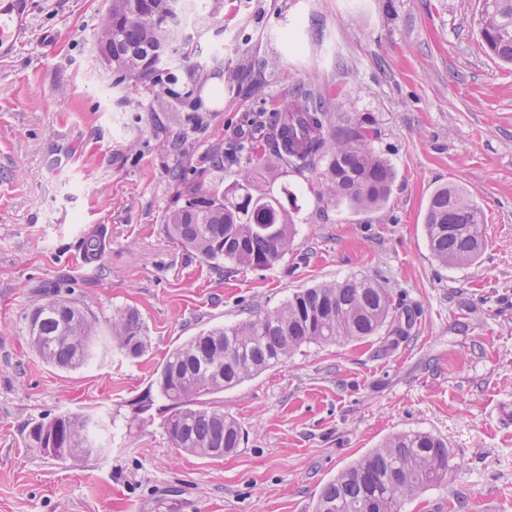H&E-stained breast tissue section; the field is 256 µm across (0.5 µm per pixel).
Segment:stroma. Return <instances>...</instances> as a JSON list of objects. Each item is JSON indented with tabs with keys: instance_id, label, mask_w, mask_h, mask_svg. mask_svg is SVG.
Instances as JSON below:
<instances>
[{
	"instance_id": "obj_1",
	"label": "stroma",
	"mask_w": 512,
	"mask_h": 512,
	"mask_svg": "<svg viewBox=\"0 0 512 512\" xmlns=\"http://www.w3.org/2000/svg\"><path fill=\"white\" fill-rule=\"evenodd\" d=\"M108 7L28 0L24 44L0 59V512H313L328 481L412 430L444 440L459 467L402 512H512V66L482 44V0H224L193 35L207 79L179 70L182 98L163 112L100 62ZM299 87L340 121L374 117L396 172L383 208L334 205L319 171L262 150ZM248 168L252 194L277 197L298 234L273 266L229 276L171 238L164 216L187 186L209 195ZM445 184L485 213L487 248L470 266H441L427 243L425 207ZM91 234L103 249L86 266ZM351 275L382 282L412 329L395 313L377 336L302 346L219 394L241 448L180 452L156 412L129 425L190 336ZM55 286L103 323L136 309L144 355L45 363L25 317ZM69 413L113 421L97 433L105 453L57 458L31 443L36 424Z\"/></svg>"
}]
</instances>
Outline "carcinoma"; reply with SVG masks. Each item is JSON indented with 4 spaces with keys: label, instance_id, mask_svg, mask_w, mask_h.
<instances>
[{
    "label": "carcinoma",
    "instance_id": "cac0c4a2",
    "mask_svg": "<svg viewBox=\"0 0 512 512\" xmlns=\"http://www.w3.org/2000/svg\"><path fill=\"white\" fill-rule=\"evenodd\" d=\"M164 7L163 0H125L122 11L103 19L97 41L122 60L115 83L147 71L162 85L153 104L160 110L180 97L172 88L171 66L203 69L185 41L156 38L154 15ZM480 34L490 55L512 63V0H483ZM373 124L370 116L337 124L330 100L305 89L281 106L269 135L282 165L309 171L324 165L322 197L370 211L386 204L395 179L393 166L369 138ZM249 183L245 172L221 194L203 197L188 189L186 205L165 215L169 235L208 261L228 262L227 274L274 265L293 248L295 220L277 198L253 196ZM425 230L433 256L445 266L475 263L486 245L482 207L452 184L431 195ZM393 313L389 289L367 276H351L298 291L273 311L189 338L166 357L155 379L167 401L163 428L172 445L206 458L233 451L241 443L240 425L204 397L288 361L304 345L373 336ZM26 335L42 359L64 369L85 364L100 349L138 356L148 346L137 311L114 312L109 336L97 344L98 321L55 291L44 294L27 315ZM90 425L85 416H56L33 427L30 437L39 443L47 428L57 434L55 447H70L73 456L98 454L103 446L90 437ZM457 467L441 439L420 431L398 433L327 483L316 512H401L405 497L444 483Z\"/></svg>",
    "mask_w": 512,
    "mask_h": 512
}]
</instances>
